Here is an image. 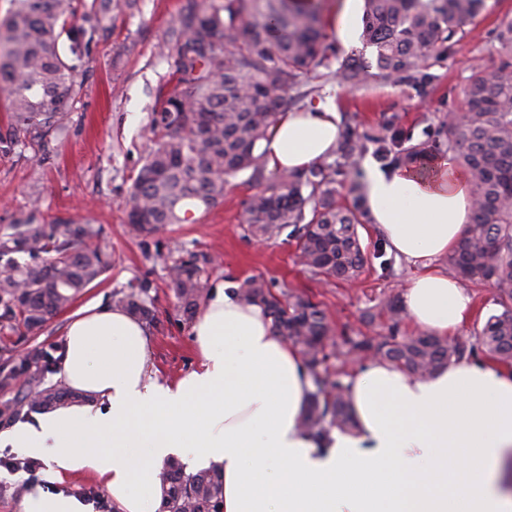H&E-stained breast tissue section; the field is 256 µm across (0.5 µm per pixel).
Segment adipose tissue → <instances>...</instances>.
Here are the masks:
<instances>
[{
	"instance_id": "1",
	"label": "adipose tissue",
	"mask_w": 512,
	"mask_h": 512,
	"mask_svg": "<svg viewBox=\"0 0 512 512\" xmlns=\"http://www.w3.org/2000/svg\"><path fill=\"white\" fill-rule=\"evenodd\" d=\"M340 135L333 99L280 115L259 145L273 173L330 155ZM371 222L389 251L421 267L404 305L448 336L471 314L460 282L435 263L465 231L474 198L452 157L424 172L362 164ZM197 367L157 376L141 321L101 302L74 312L56 381L85 396L0 431V451L43 460L16 512H92L69 493L90 476L117 512H158L161 465L224 468L223 512H512L502 467L512 456V369L460 361L422 380L366 362L349 379L351 432L313 436L299 423L312 384L297 348L262 307L224 285L192 326Z\"/></svg>"
}]
</instances>
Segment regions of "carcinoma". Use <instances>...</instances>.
<instances>
[{
	"label": "carcinoma",
	"instance_id": "1",
	"mask_svg": "<svg viewBox=\"0 0 512 512\" xmlns=\"http://www.w3.org/2000/svg\"><path fill=\"white\" fill-rule=\"evenodd\" d=\"M136 0H11L0 18V90L8 94L9 124L0 132V152L10 154L65 130L68 114L83 92L77 62L111 30V13L132 9ZM486 0H366L362 40L373 49L380 78L426 85L424 72L450 45L461 40ZM321 0H186L166 46L175 86L155 111L146 136L149 149L133 180L125 206L129 232L153 236L187 221L190 207L209 212L224 203L227 188L243 172L256 184L245 204L249 235L268 242L283 232L295 241L298 258L314 277L358 279L366 254L358 225L369 221L355 181L337 177L354 167L369 138L342 127L332 159L266 180L256 152L283 109L329 68L321 24ZM69 52L61 49L62 37ZM500 62L479 67L464 89L466 108L441 123L435 147L452 152L471 177L474 211L465 234L448 255L462 280L490 283L501 311L490 315L473 344L419 331L399 335L403 307L398 297L384 303L388 332L341 336L309 294L276 293L261 277L239 282L247 304L263 306L276 335L298 347L314 390L301 421L307 433L352 431L355 421L345 374L330 359L354 355L390 362L424 378L482 353L512 367V18L498 26ZM371 64L362 56L337 61L336 75L360 87ZM396 136L381 138L378 157L390 166L412 164L421 147L395 149ZM350 201H342L341 188ZM94 224H40L28 215L0 234V427L31 411L53 410L79 396L52 381L61 347L35 343L44 325L68 308L112 264ZM23 254L29 261L21 263ZM177 310L190 320L209 293L199 257L181 258L169 268ZM112 306L149 326L157 323L150 286L143 281L112 293ZM27 342L24 356L15 341ZM159 512H222L221 467L187 471L176 459L161 474Z\"/></svg>",
	"mask_w": 512,
	"mask_h": 512
}]
</instances>
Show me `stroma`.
Returning a JSON list of instances; mask_svg holds the SVG:
<instances>
[{"label": "stroma", "mask_w": 512, "mask_h": 512, "mask_svg": "<svg viewBox=\"0 0 512 512\" xmlns=\"http://www.w3.org/2000/svg\"><path fill=\"white\" fill-rule=\"evenodd\" d=\"M185 0H137L133 9L112 14V33L93 50L84 66V93L68 118V131L47 153L0 154V233L22 215L43 224H94L112 253V268L78 298V305L110 302L113 291L147 280L159 324L149 330L154 367L171 381L193 368L191 327L175 308L168 268L193 252L206 257L210 284L237 287L260 276L274 291L306 293L325 310L340 333L373 335L388 324L381 301L403 295L419 267L379 250L373 225L360 227L367 262L356 282L311 277L287 237L261 243L245 232V202L255 191L244 178L227 190L222 205L193 211L188 223L175 224L155 237L127 231L125 201L143 164L148 144L144 130L172 81L165 41ZM512 18V0H486L467 26L466 36L432 62L433 82L392 85L369 77L363 87L342 85L335 70L314 79L312 99L333 98L342 123L359 132L378 133L385 123L400 132V148L433 140L440 119L459 111L463 88L479 66L498 64L495 30ZM474 314L454 335L472 343L487 317L497 313L496 291L468 285Z\"/></svg>", "instance_id": "1"}]
</instances>
